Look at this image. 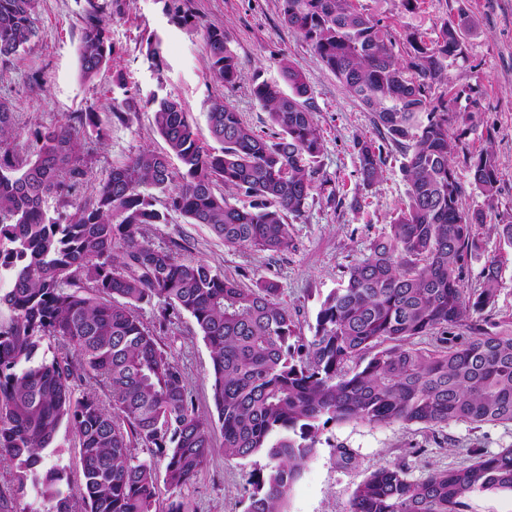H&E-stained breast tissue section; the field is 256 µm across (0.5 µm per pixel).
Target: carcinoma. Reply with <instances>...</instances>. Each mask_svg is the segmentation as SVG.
<instances>
[{"label":"carcinoma","mask_w":512,"mask_h":512,"mask_svg":"<svg viewBox=\"0 0 512 512\" xmlns=\"http://www.w3.org/2000/svg\"><path fill=\"white\" fill-rule=\"evenodd\" d=\"M78 47L81 76L110 67L108 16L124 0H86ZM172 22L200 27L190 0H165ZM283 22L300 34L347 92L403 148L409 203L353 263L317 313L314 334H295L280 288L245 285L203 261H184L144 233L179 213L204 224L224 244L278 254L292 247L288 216L304 212L315 190L323 143L305 76L288 59L277 81H254L252 94L275 131L256 133L222 100L207 123L219 149L198 141L182 100H147L164 153L142 150L112 167L74 211L56 218L45 204L87 176L79 129L101 132L100 114L79 112L38 129L27 154L16 150L10 108L0 101V463L17 489H31L50 512H156L158 481L189 484L215 451L214 427L227 459L264 454L250 474L245 512H285L302 465L330 423L512 425V318L480 317L493 306L508 262L499 253L481 286L462 275L477 248L483 214L465 213L456 149L448 58L462 53L463 25L444 21L405 54L386 26L353 0H280ZM39 0H0V62L38 38ZM212 79L240 80L224 31L207 27ZM147 59L163 64L161 40L147 39ZM138 101L112 108L128 120ZM359 172L370 186L383 173L382 151L356 142ZM183 166L176 177L170 156ZM471 184L489 202L497 191L494 158L470 162ZM221 186L224 192L216 193ZM166 193L165 211L146 189ZM251 198L249 206L228 201ZM161 305L154 328L138 316ZM188 313L211 352L217 420L196 410L182 368L160 343L171 316ZM461 329L462 336L448 334ZM437 336L433 349L413 339ZM52 358L34 362L43 341ZM75 436L82 464L81 500L64 475L40 469L61 429ZM144 448L156 460L142 461ZM475 491L512 492V446L469 464L411 480L399 465L375 469L354 490L347 512H466Z\"/></svg>","instance_id":"cac0c4a2"}]
</instances>
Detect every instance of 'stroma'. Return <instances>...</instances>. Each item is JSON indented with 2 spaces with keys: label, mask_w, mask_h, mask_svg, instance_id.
<instances>
[{
  "label": "stroma",
  "mask_w": 512,
  "mask_h": 512,
  "mask_svg": "<svg viewBox=\"0 0 512 512\" xmlns=\"http://www.w3.org/2000/svg\"><path fill=\"white\" fill-rule=\"evenodd\" d=\"M359 2L371 8L401 47L417 33H433L444 20L466 25L462 54L449 61L448 79L459 95L452 109L468 120L452 123L449 133L459 140L453 164L466 185L462 207L485 216L463 281L465 287H479L484 267L499 252L495 225L512 224V0H418L411 11L402 0ZM193 5L202 27L223 29L241 71L237 87L227 89L211 79L201 32L171 23L162 0H126L123 14L109 19L114 46L111 69L94 81H85L78 56L85 0H40L35 44L0 63V100L13 112L22 147L35 130L74 113L92 109L105 116L102 134L89 129L79 133L88 156V174L70 195L49 198L47 213L55 217L85 199L113 165L144 149L166 151L146 104L150 93L179 96L200 144L207 148L216 145L206 114L218 97L240 112L254 130L270 131L267 112L251 94L252 82L258 77L278 79V62L288 59L311 87L312 110L323 141L318 186L303 215L288 219L292 248L269 254L228 247L207 226L188 223L173 212L166 223L149 225L146 234L155 245H178L183 258L205 261L244 284L276 282L293 314L297 334L310 337L321 302L407 202L402 151L374 129L370 113L347 93L304 39L283 23L279 0H193ZM151 35L163 44L164 64L159 70L146 56V39ZM116 70L124 74L126 89L113 86ZM128 94L139 100L137 111L125 122L111 118L113 105ZM360 137L383 147V173L370 186L363 185L359 174L355 142ZM483 150L492 154L499 173V190L491 205L469 185V160ZM161 342L182 367L199 414H212L210 350L193 319L185 313L175 316ZM509 445L512 425L477 428L453 423L431 430L400 423L330 424L305 461L286 510L347 512L356 486L379 466H404L409 478L417 480L429 469L467 464L480 454ZM344 450L351 455L346 463L340 459ZM266 463L262 455L228 460L222 451H215L180 492L159 484L156 506L164 512L169 501L180 496L195 512H244L248 479ZM42 466L61 469L71 481L72 494H79L81 459L71 433L60 431L56 447L44 451Z\"/></svg>",
  "instance_id": "1"
}]
</instances>
